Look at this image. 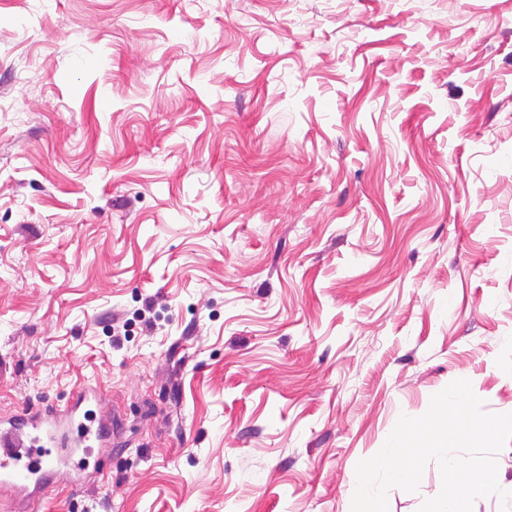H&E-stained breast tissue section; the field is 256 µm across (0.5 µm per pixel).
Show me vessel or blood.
<instances>
[{"instance_id": "obj_1", "label": "vessel or blood", "mask_w": 512, "mask_h": 512, "mask_svg": "<svg viewBox=\"0 0 512 512\" xmlns=\"http://www.w3.org/2000/svg\"><path fill=\"white\" fill-rule=\"evenodd\" d=\"M103 397L99 385L76 390L65 409L25 407L0 417V496L14 494L37 500L60 483H76L80 464L90 450L105 453L103 426L84 419L90 404Z\"/></svg>"}]
</instances>
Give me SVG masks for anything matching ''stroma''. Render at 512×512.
<instances>
[{"mask_svg": "<svg viewBox=\"0 0 512 512\" xmlns=\"http://www.w3.org/2000/svg\"><path fill=\"white\" fill-rule=\"evenodd\" d=\"M509 363L512 0H0V414L123 416L35 512H351Z\"/></svg>", "mask_w": 512, "mask_h": 512, "instance_id": "obj_1", "label": "stroma"}]
</instances>
